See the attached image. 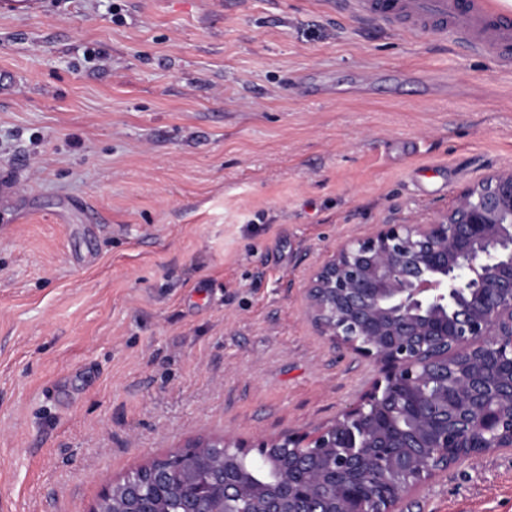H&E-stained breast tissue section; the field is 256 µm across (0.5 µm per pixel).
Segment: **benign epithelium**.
Here are the masks:
<instances>
[{
	"instance_id": "7a95c632",
	"label": "benign epithelium",
	"mask_w": 512,
	"mask_h": 512,
	"mask_svg": "<svg viewBox=\"0 0 512 512\" xmlns=\"http://www.w3.org/2000/svg\"><path fill=\"white\" fill-rule=\"evenodd\" d=\"M303 299L322 335L380 365L359 403L311 436L190 442L112 481L90 512H163L176 487L180 512H396L437 472L512 448L511 166L427 222L350 239Z\"/></svg>"
}]
</instances>
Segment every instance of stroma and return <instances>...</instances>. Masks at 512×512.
Returning a JSON list of instances; mask_svg holds the SVG:
<instances>
[{
    "mask_svg": "<svg viewBox=\"0 0 512 512\" xmlns=\"http://www.w3.org/2000/svg\"><path fill=\"white\" fill-rule=\"evenodd\" d=\"M4 73L0 512L336 419L380 371L313 269L512 166V65L345 0H0ZM399 510L512 512V451Z\"/></svg>",
    "mask_w": 512,
    "mask_h": 512,
    "instance_id": "35a3bbf8",
    "label": "stroma"
}]
</instances>
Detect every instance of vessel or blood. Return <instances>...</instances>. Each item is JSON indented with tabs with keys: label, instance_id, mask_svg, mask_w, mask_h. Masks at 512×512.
I'll return each instance as SVG.
<instances>
[{
	"label": "vessel or blood",
	"instance_id": "b4317fda",
	"mask_svg": "<svg viewBox=\"0 0 512 512\" xmlns=\"http://www.w3.org/2000/svg\"><path fill=\"white\" fill-rule=\"evenodd\" d=\"M357 11L385 19L391 26L454 34L469 48L512 61V32L493 27L485 14L459 0H353Z\"/></svg>",
	"mask_w": 512,
	"mask_h": 512
}]
</instances>
